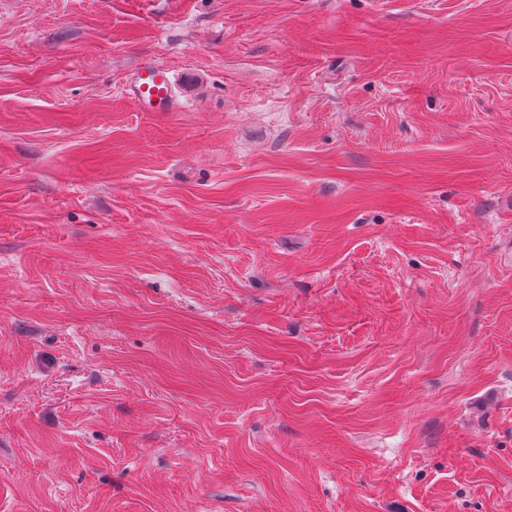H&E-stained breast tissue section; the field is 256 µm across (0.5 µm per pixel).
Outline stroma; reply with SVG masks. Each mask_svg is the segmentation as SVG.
Here are the masks:
<instances>
[{
  "mask_svg": "<svg viewBox=\"0 0 512 512\" xmlns=\"http://www.w3.org/2000/svg\"><path fill=\"white\" fill-rule=\"evenodd\" d=\"M509 252L512 0H0V512H512ZM126 92L135 102L151 105L152 112H173L176 108L169 71L148 60L134 68Z\"/></svg>",
  "mask_w": 512,
  "mask_h": 512,
  "instance_id": "stroma-1",
  "label": "stroma"
}]
</instances>
